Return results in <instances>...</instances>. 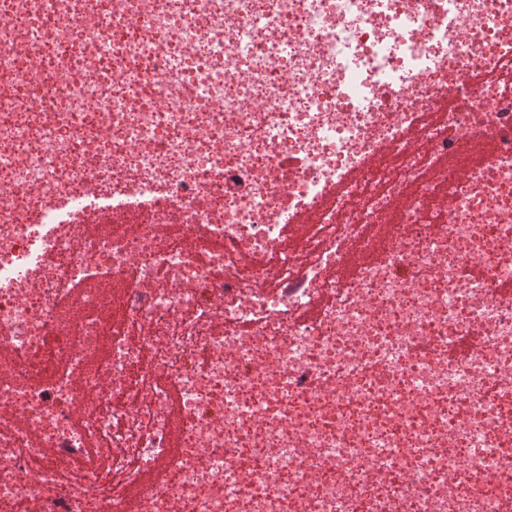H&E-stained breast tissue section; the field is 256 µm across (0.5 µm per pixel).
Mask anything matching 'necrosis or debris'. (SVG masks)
Returning <instances> with one entry per match:
<instances>
[{"label":"necrosis or debris","instance_id":"necrosis-or-debris-1","mask_svg":"<svg viewBox=\"0 0 512 512\" xmlns=\"http://www.w3.org/2000/svg\"><path fill=\"white\" fill-rule=\"evenodd\" d=\"M506 274L512 0H0V512H512ZM492 152L491 141L481 139L478 142L465 144L461 148L460 160L466 161L467 164H483L486 163ZM387 228V225L382 224L379 226V230L374 232L372 236V239L374 241V247L372 249H367L360 244L354 245L352 247V257L350 264L348 265V267H345L344 269L338 271L337 274L342 275L345 278L351 277L356 265L361 261L369 259L375 253L377 245H387L389 242ZM483 341V336L475 331L466 333L463 336H459L453 344L448 345L449 360L476 351L481 347ZM170 413L173 420V427L170 440L169 460L159 467L148 471L142 482L130 491V498L133 502L144 495L151 493L162 486H171L177 480V472L173 464L177 450L180 446V414L179 399L176 390H173L170 398Z\"/></svg>","mask_w":512,"mask_h":512}]
</instances>
